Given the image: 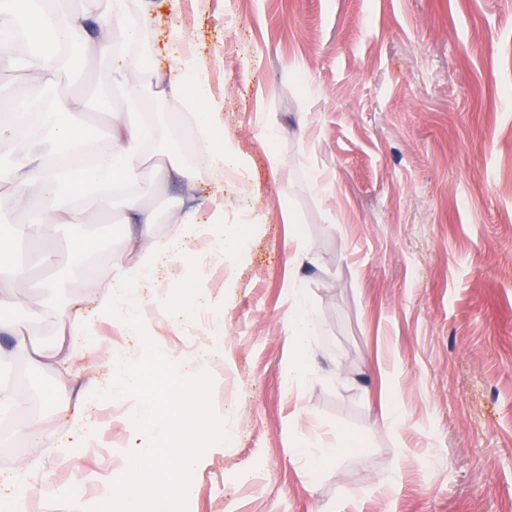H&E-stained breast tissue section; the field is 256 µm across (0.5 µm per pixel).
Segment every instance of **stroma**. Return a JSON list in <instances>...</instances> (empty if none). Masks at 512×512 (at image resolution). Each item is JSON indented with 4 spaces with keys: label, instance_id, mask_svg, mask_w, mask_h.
<instances>
[{
    "label": "stroma",
    "instance_id": "obj_1",
    "mask_svg": "<svg viewBox=\"0 0 512 512\" xmlns=\"http://www.w3.org/2000/svg\"><path fill=\"white\" fill-rule=\"evenodd\" d=\"M131 12L145 22L136 53L166 61L177 24L206 69L204 109L223 113L216 139L249 180L203 173L193 194L246 193V216L228 208L224 222L248 246L204 269L224 314L141 337L101 322L99 353L77 338L64 387L1 336L0 369L23 361L55 395L44 447L22 437L0 459V492L24 477L26 512H89L143 442L137 400L87 398L115 381L104 352L130 360L148 340L180 365L220 332L224 358L204 370L229 439L203 452L186 512H512V0H188L178 18L171 0H131ZM137 189L166 236L181 187L147 172ZM120 212L111 196L39 225L51 262L0 278L24 299L7 316L29 343L56 341L59 308L94 314L92 289L69 285L71 245L92 241L110 269L130 247ZM297 304L316 334L292 377ZM389 400L401 421L386 427ZM85 421L99 427L90 442ZM338 435L353 446L317 472L289 453Z\"/></svg>",
    "mask_w": 512,
    "mask_h": 512
}]
</instances>
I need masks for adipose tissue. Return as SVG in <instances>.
<instances>
[{"instance_id":"adipose-tissue-1","label":"adipose tissue","mask_w":512,"mask_h":512,"mask_svg":"<svg viewBox=\"0 0 512 512\" xmlns=\"http://www.w3.org/2000/svg\"><path fill=\"white\" fill-rule=\"evenodd\" d=\"M19 15L26 23V33L33 48L28 60L31 75L38 82L50 85L71 70L70 57L50 59L38 47L46 36L67 41L79 52L95 49L112 63V84L128 93L123 113L114 116L108 136L112 149L107 158L92 168L71 174L67 182H60L56 173L41 164L23 163L8 174L7 180L16 190L19 204L30 214L33 223H66L75 218L74 209L65 206V198L83 195L87 186L103 179L133 183L139 180L142 167L143 145L155 136L153 126L138 121V107L143 93L142 77L153 72L155 94L162 99L170 97L181 101L186 118L199 141L210 142L216 128L212 118H200L199 110L207 98L202 78L187 81L185 70L195 68L196 61L183 49L185 37L180 29H173L171 63L155 72L145 58L114 49L113 34H125L128 41H136L141 29L129 24V0H111V28L99 24V0H80L76 9L57 15L43 5V0H0V12ZM49 130L58 144L68 148L81 146L93 136L92 129L82 122L74 111L70 99L57 98L51 112ZM240 160L225 148L213 149L202 155L194 166L180 163L174 158L159 162L153 177L161 183L179 182L193 185L199 171H207L216 183H223L224 171L240 167ZM122 221L129 228L135 251L116 255L111 271L97 273V310L102 314L116 313L115 321L125 336L140 335L144 326L162 320L170 328H179L195 311L223 310V302L213 299L203 288L201 277L183 281L181 291L166 287L159 268L178 262L200 267L202 261L224 265L231 263L239 252L236 239L217 241L216 227L212 224L191 223L174 229L165 237H156L154 224L160 223L159 212L144 205L139 198L125 197ZM210 240L214 246L206 257H199L191 246L192 240ZM98 330L95 319L77 312L61 311L58 315V340L47 351L38 352V364L50 366L59 381H67L75 355L73 337L94 339Z\"/></svg>"}]
</instances>
